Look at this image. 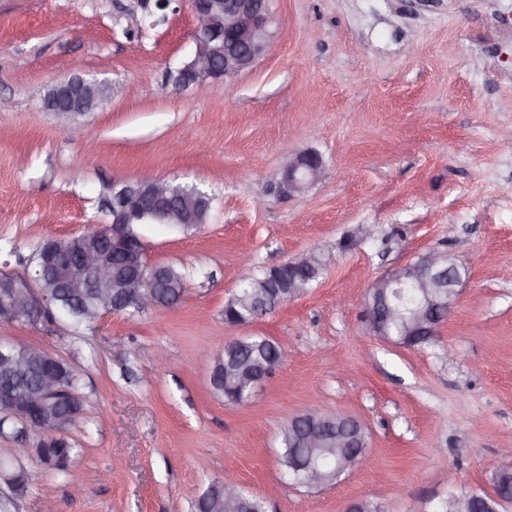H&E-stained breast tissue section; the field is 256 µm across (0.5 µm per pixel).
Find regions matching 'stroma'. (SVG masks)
<instances>
[{"label":"stroma","instance_id":"1","mask_svg":"<svg viewBox=\"0 0 512 512\" xmlns=\"http://www.w3.org/2000/svg\"><path fill=\"white\" fill-rule=\"evenodd\" d=\"M134 6L0 0V271L107 223L111 179L149 169L212 198L199 230L140 228L148 265L187 274L178 305L79 330L0 325V343L84 369L67 472L15 459L12 428L0 432V512H41L45 484L57 512H191L228 470L267 512H439L449 481L492 491L512 448V150L498 145L512 130V0H269L266 54L201 95L166 85L193 49L189 0L132 38ZM76 59L112 84L83 140L41 102ZM305 149L321 154V181L271 193ZM303 252L324 263L305 294L225 321L250 269ZM430 253L459 266L449 317L432 343L381 340L364 315L371 283ZM240 336L273 340L284 361L235 404L208 378ZM156 349L164 365L146 358ZM306 407L356 419L367 440L361 463L318 489L279 463L282 430Z\"/></svg>","mask_w":512,"mask_h":512}]
</instances>
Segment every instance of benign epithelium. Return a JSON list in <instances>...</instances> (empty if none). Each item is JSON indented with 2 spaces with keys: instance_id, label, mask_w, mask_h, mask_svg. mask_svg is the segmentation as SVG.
I'll return each instance as SVG.
<instances>
[{
  "instance_id": "1",
  "label": "benign epithelium",
  "mask_w": 512,
  "mask_h": 512,
  "mask_svg": "<svg viewBox=\"0 0 512 512\" xmlns=\"http://www.w3.org/2000/svg\"><path fill=\"white\" fill-rule=\"evenodd\" d=\"M195 27L192 32L194 48L188 60L176 73L169 74L168 83L176 89L192 88L202 92L220 79H228L250 68L265 55L270 44L268 31V0H192ZM224 59L219 68L218 59ZM97 90L100 99L112 96V85L84 80L73 73L50 86L42 98L43 108L62 114H79L91 103L90 93ZM324 166L321 156L314 150L298 153L283 170L277 182L280 193L292 195L302 192L319 181ZM112 196L102 199V209L109 215L106 224L87 227L95 245L81 255L78 266H73L68 252L59 240L46 241L42 246V262L34 270L21 274L0 276V322L14 323L25 320L38 323L55 317L53 297L43 284L57 283L65 288H92L101 307L112 309L117 301L125 308L144 310L172 307L182 297L161 299V275L145 279L144 244L141 237L131 231L134 217L144 211V205L165 223L179 225L180 214L171 204L175 196L172 183L145 172L133 181L112 180ZM444 257L430 254L417 263H409L378 277L370 286L391 288L397 282L424 283L426 274L445 282L447 298H436L429 293L421 297L417 313L407 320L415 336H430L452 311L454 287L458 275L448 274ZM394 308L390 304L366 305L365 316L372 331L378 332L380 323ZM0 409L16 424L15 435L21 442L16 449L20 457L39 453L30 448L26 440L29 432L39 439L59 440L60 422L76 421L81 415V399L65 385L63 379L52 372L41 374L38 388L28 391L17 386L0 387ZM320 413L306 409L293 418L295 422L310 424L306 430L288 427V441L298 446L319 448L326 432L316 424Z\"/></svg>"
}]
</instances>
